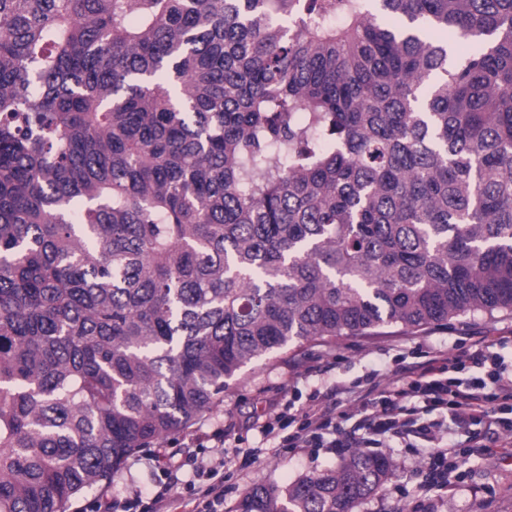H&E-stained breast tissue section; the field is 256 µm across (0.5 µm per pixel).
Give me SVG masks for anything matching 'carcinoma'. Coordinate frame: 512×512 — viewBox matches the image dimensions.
<instances>
[{
    "label": "carcinoma",
    "mask_w": 512,
    "mask_h": 512,
    "mask_svg": "<svg viewBox=\"0 0 512 512\" xmlns=\"http://www.w3.org/2000/svg\"><path fill=\"white\" fill-rule=\"evenodd\" d=\"M496 310L512 0H0V512H70L275 351Z\"/></svg>",
    "instance_id": "carcinoma-1"
}]
</instances>
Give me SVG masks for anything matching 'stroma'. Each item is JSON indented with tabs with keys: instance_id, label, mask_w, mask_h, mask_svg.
Returning <instances> with one entry per match:
<instances>
[{
	"instance_id": "1",
	"label": "stroma",
	"mask_w": 512,
	"mask_h": 512,
	"mask_svg": "<svg viewBox=\"0 0 512 512\" xmlns=\"http://www.w3.org/2000/svg\"><path fill=\"white\" fill-rule=\"evenodd\" d=\"M512 329V313L488 317L467 314L420 331L398 326L381 328L375 336H348L330 345L307 344L262 357L246 367L231 383L224 400L206 413L192 431L171 435L164 442L173 464L179 465L180 482L206 483L207 468L216 458L224 460V512H233L241 495L257 484L282 487L300 476L335 466L339 454L320 450L313 455L296 448L275 447L262 433V425L274 412L289 404L305 405L315 390L334 389L340 401L357 395L373 370L394 375L395 357L432 344L454 349L465 336H496ZM297 377L296 390H289V377ZM223 431L224 447L196 448L191 433ZM395 465L385 494L359 503L354 512H421L416 493V473L424 458L418 449L394 444L388 451ZM163 473L144 459L142 452L130 455L116 470L107 487L113 497L139 492L149 495L163 480ZM434 512H512V453L472 458L469 472L454 490L436 497Z\"/></svg>"
}]
</instances>
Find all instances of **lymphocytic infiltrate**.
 <instances>
[{
  "label": "lymphocytic infiltrate",
  "instance_id": "lymphocytic-infiltrate-1",
  "mask_svg": "<svg viewBox=\"0 0 512 512\" xmlns=\"http://www.w3.org/2000/svg\"><path fill=\"white\" fill-rule=\"evenodd\" d=\"M512 346V330L470 342L451 354L420 351L418 361L387 383L359 393L355 411L339 410L334 394L312 398L299 410V424L283 439L287 448H380L398 439L423 449L426 466L417 484L421 495L453 490L474 456L512 447V363L502 348ZM456 426L463 440L451 438ZM174 482L153 495L124 499L102 494L104 512H162Z\"/></svg>",
  "mask_w": 512,
  "mask_h": 512
}]
</instances>
